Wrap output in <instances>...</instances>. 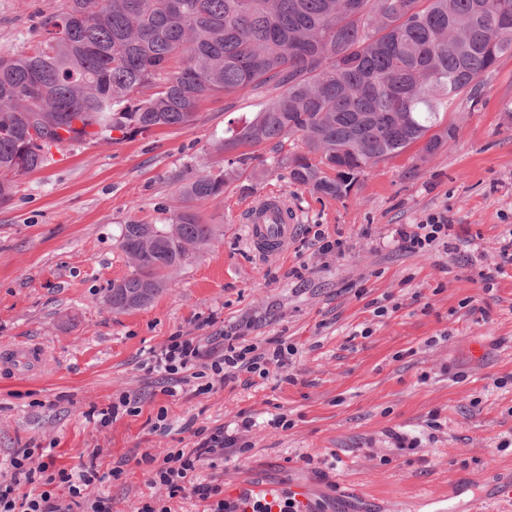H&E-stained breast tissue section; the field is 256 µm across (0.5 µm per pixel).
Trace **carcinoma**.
I'll return each instance as SVG.
<instances>
[{
  "label": "carcinoma",
  "instance_id": "cac0c4a2",
  "mask_svg": "<svg viewBox=\"0 0 512 512\" xmlns=\"http://www.w3.org/2000/svg\"><path fill=\"white\" fill-rule=\"evenodd\" d=\"M41 29L0 53L1 202L62 131L110 143L188 125L218 93L273 92L214 145L225 167L180 177L170 223L123 225L132 272L105 298L120 313L220 241L199 206L254 159L245 149L270 146L263 170L330 198L416 142L424 158L441 150L455 138L444 116L512 52V0H68ZM296 140L303 151H284Z\"/></svg>",
  "mask_w": 512,
  "mask_h": 512
}]
</instances>
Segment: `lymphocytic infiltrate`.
<instances>
[{
	"mask_svg": "<svg viewBox=\"0 0 512 512\" xmlns=\"http://www.w3.org/2000/svg\"><path fill=\"white\" fill-rule=\"evenodd\" d=\"M452 231L447 215L439 213L400 228L398 237L402 248L420 251L447 242ZM292 354V347L282 341L262 349L243 337L224 335L218 345L208 347L198 337L178 334L153 352L148 370L166 380L164 392L168 396H176L178 388L191 383L197 393L204 394L215 383L237 379L243 371L264 378L271 370H287ZM195 437L193 448L175 449L160 460L142 454L141 461L151 474L149 484L161 489L162 494L142 501L137 512H171V502L184 499L195 500L202 512H327V503H303L289 492L270 502L245 490L236 498L226 497L223 480L214 477L200 481L196 472L204 462L223 457L225 449L236 447L237 438L225 435L220 426L198 429ZM8 467L10 479L0 482V512H74L73 506L79 502L84 512H112L111 499H91L86 491L105 478L116 480L123 474L118 466L105 475L94 465L78 471L56 467L48 448L17 449ZM60 485L67 488V497L56 494Z\"/></svg>",
	"mask_w": 512,
	"mask_h": 512,
	"instance_id": "obj_1",
	"label": "lymphocytic infiltrate"
}]
</instances>
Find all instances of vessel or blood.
Listing matches in <instances>:
<instances>
[{
    "mask_svg": "<svg viewBox=\"0 0 512 512\" xmlns=\"http://www.w3.org/2000/svg\"><path fill=\"white\" fill-rule=\"evenodd\" d=\"M245 221L246 236L254 252L265 257L282 253L298 231L296 212L276 196L248 207Z\"/></svg>",
    "mask_w": 512,
    "mask_h": 512,
    "instance_id": "1",
    "label": "vessel or blood"
}]
</instances>
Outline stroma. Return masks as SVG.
<instances>
[{
    "mask_svg": "<svg viewBox=\"0 0 512 512\" xmlns=\"http://www.w3.org/2000/svg\"><path fill=\"white\" fill-rule=\"evenodd\" d=\"M66 0H0V52L40 38L39 22ZM479 101H461L445 124L447 148L418 146L370 166L351 194L316 198L284 171L243 174L205 203L224 238L181 268L146 307L112 313L104 297L131 268L120 229L135 219L169 223L180 206L177 177L224 164L214 144L249 118L262 95L207 98L194 122L109 145L73 142L20 179L0 203V347L40 345L35 373L0 369V480L19 448H53L79 470L123 462L118 481L90 496L112 512H135L150 495L143 453L191 448L201 427L256 425L247 451L203 465L236 496L251 482L304 487L337 512H512V266L485 288L512 235V55L478 81ZM287 198L299 231L283 253L260 260L246 240L248 206ZM447 213L457 247L408 251L398 229ZM344 243L317 251L315 233ZM232 330L265 346H293L294 382L273 373L205 394L172 398L144 367L150 350L181 333L202 339ZM123 394L140 412L108 426L91 418ZM168 429L153 430L159 410ZM285 415L287 427L271 420Z\"/></svg>",
    "mask_w": 512,
    "mask_h": 512,
    "instance_id": "1",
    "label": "stroma"
}]
</instances>
